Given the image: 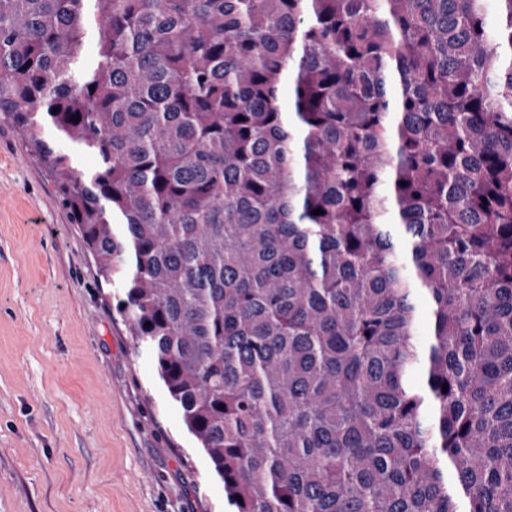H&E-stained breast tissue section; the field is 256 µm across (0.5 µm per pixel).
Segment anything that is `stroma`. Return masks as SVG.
<instances>
[{
  "instance_id": "obj_1",
  "label": "stroma",
  "mask_w": 512,
  "mask_h": 512,
  "mask_svg": "<svg viewBox=\"0 0 512 512\" xmlns=\"http://www.w3.org/2000/svg\"><path fill=\"white\" fill-rule=\"evenodd\" d=\"M112 293L0 123V512H224Z\"/></svg>"
}]
</instances>
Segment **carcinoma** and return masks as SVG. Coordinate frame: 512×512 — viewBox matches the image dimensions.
Here are the masks:
<instances>
[{
  "label": "carcinoma",
  "mask_w": 512,
  "mask_h": 512,
  "mask_svg": "<svg viewBox=\"0 0 512 512\" xmlns=\"http://www.w3.org/2000/svg\"><path fill=\"white\" fill-rule=\"evenodd\" d=\"M495 3L0 0V121L233 512H512Z\"/></svg>",
  "instance_id": "carcinoma-1"
}]
</instances>
